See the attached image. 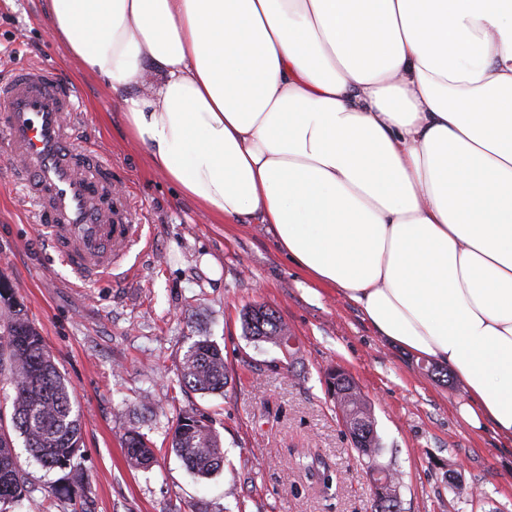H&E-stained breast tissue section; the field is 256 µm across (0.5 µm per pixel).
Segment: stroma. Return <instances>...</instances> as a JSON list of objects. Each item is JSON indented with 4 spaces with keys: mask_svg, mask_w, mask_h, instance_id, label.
<instances>
[{
    "mask_svg": "<svg viewBox=\"0 0 512 512\" xmlns=\"http://www.w3.org/2000/svg\"><path fill=\"white\" fill-rule=\"evenodd\" d=\"M27 63L53 66L75 89L77 137L112 161L143 242L111 278L72 287L0 152V284L24 304L72 394L83 422L73 464L85 475L83 490L58 496L65 471L41 468L14 436L32 492L0 512H374L368 461L326 390L336 365L372 404L382 460L403 475L401 512H512V442L463 422L460 382L428 372L335 291L314 289L267 225L203 215L129 139L106 87L52 37L46 0H0V75ZM255 304L288 325L296 363L245 336L241 313ZM205 338L228 365L220 395L179 382L184 351ZM191 409L211 416L224 448L223 471L208 478L171 447L177 416ZM132 428L155 448L149 468L126 460Z\"/></svg>",
    "mask_w": 512,
    "mask_h": 512,
    "instance_id": "stroma-1",
    "label": "stroma"
}]
</instances>
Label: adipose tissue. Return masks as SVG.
Segmentation results:
<instances>
[{"label": "adipose tissue", "instance_id": "ef3b65f1", "mask_svg": "<svg viewBox=\"0 0 512 512\" xmlns=\"http://www.w3.org/2000/svg\"><path fill=\"white\" fill-rule=\"evenodd\" d=\"M209 217L447 366L512 440V0H47Z\"/></svg>", "mask_w": 512, "mask_h": 512}]
</instances>
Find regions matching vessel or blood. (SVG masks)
<instances>
[{
  "mask_svg": "<svg viewBox=\"0 0 512 512\" xmlns=\"http://www.w3.org/2000/svg\"><path fill=\"white\" fill-rule=\"evenodd\" d=\"M80 119L72 87L49 66L22 64L0 77V130L49 254L95 283L111 278L142 234L111 162L76 138Z\"/></svg>",
  "mask_w": 512,
  "mask_h": 512,
  "instance_id": "vessel-or-blood-1",
  "label": "vessel or blood"
}]
</instances>
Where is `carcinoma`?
Wrapping results in <instances>:
<instances>
[{
	"label": "carcinoma",
	"instance_id": "1",
	"mask_svg": "<svg viewBox=\"0 0 512 512\" xmlns=\"http://www.w3.org/2000/svg\"><path fill=\"white\" fill-rule=\"evenodd\" d=\"M0 321V375L9 380L14 390L12 427L23 436L25 447L36 462L47 469H63L80 448L83 429L68 387L24 306L4 287L0 289ZM242 325L250 339L271 343L289 362L296 360L298 349L289 345L294 336L275 310L264 305L250 306L243 313ZM179 381L203 394L224 393L229 374L222 350L206 339L193 342L183 353ZM325 383L328 387L337 385L329 395L348 428L359 426L357 451L373 465L378 474L374 481L389 491L398 490V473L378 463L382 448L371 403L350 375L336 382L334 367L326 371ZM171 447L187 468L201 478L212 476L224 466V448L211 420L194 410L178 416ZM123 448L136 467L147 466L153 459L149 441L134 428L127 431ZM29 493L15 449L1 442L0 502L19 503Z\"/></svg>",
	"mask_w": 512,
	"mask_h": 512
}]
</instances>
